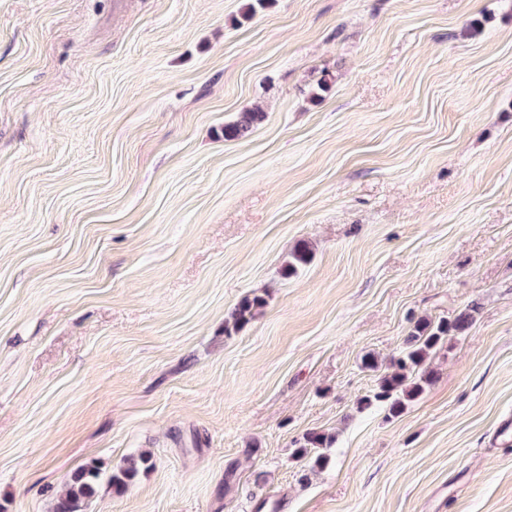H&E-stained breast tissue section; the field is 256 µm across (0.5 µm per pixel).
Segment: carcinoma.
Segmentation results:
<instances>
[{
    "label": "carcinoma",
    "mask_w": 512,
    "mask_h": 512,
    "mask_svg": "<svg viewBox=\"0 0 512 512\" xmlns=\"http://www.w3.org/2000/svg\"><path fill=\"white\" fill-rule=\"evenodd\" d=\"M264 118L265 113L259 110L241 112L236 120L224 124L222 135L226 140L240 139ZM312 256L309 244H297L284 266L283 275L290 277L297 274L300 268L311 262ZM266 305L267 299L262 295L243 297L224 320V335L229 337L242 331L262 313ZM472 321L473 315L469 310L459 313L450 321L430 318L416 320L403 349L390 360L386 371L378 379L376 388L361 401L362 407L381 404L388 417L399 416L432 382L433 372L423 369L427 358L446 346L451 337L463 333ZM332 443L331 435L322 431H308L298 442V454L312 458L315 465L322 467L328 464L329 458L321 449L331 447ZM147 462L148 458L143 455L127 458L124 466L111 476L114 490L118 493L125 491ZM100 476V468L94 462L74 472L65 493L55 504L54 512H81L83 503L95 494Z\"/></svg>",
    "instance_id": "obj_1"
}]
</instances>
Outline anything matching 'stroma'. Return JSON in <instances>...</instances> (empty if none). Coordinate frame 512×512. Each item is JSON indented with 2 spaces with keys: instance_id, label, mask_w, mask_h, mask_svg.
I'll list each match as a JSON object with an SVG mask.
<instances>
[{
  "instance_id": "35a3bbf8",
  "label": "stroma",
  "mask_w": 512,
  "mask_h": 512,
  "mask_svg": "<svg viewBox=\"0 0 512 512\" xmlns=\"http://www.w3.org/2000/svg\"><path fill=\"white\" fill-rule=\"evenodd\" d=\"M250 2L0 0V512H512V0ZM265 118L264 112L249 110L239 113L236 120L224 124L222 135L224 140H237L246 136L254 127L260 124ZM312 250L307 243H298L291 251L289 260L283 269V275L290 277L298 273L299 269L312 260ZM266 305L265 296L252 294L243 297L224 320L225 336L229 337L242 331L262 313ZM472 321L471 311H463L450 321L430 318L416 320L403 349L390 360L376 388L361 401V407L381 404L388 417H398L432 382L433 372L423 369L427 358L446 346L452 336L463 333ZM333 437L322 431H308L303 434L298 442V454L302 457H310L317 466H325L329 462L328 456L321 452L323 448H330ZM149 461L144 455L131 456L126 459L123 467L111 476L112 487L118 493L124 492L137 478L140 470ZM100 476V468L95 462L74 472L65 493L55 504L54 512H81L83 503L95 494Z\"/></svg>"
}]
</instances>
